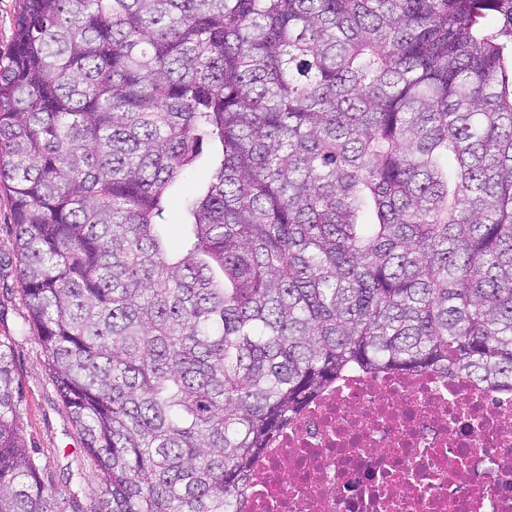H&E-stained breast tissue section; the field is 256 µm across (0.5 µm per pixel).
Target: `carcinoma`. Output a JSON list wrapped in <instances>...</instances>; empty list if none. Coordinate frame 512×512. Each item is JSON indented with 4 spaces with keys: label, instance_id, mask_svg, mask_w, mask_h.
<instances>
[{
    "label": "carcinoma",
    "instance_id": "1",
    "mask_svg": "<svg viewBox=\"0 0 512 512\" xmlns=\"http://www.w3.org/2000/svg\"><path fill=\"white\" fill-rule=\"evenodd\" d=\"M511 45L512 0H22L0 187L90 512H242L352 369L512 386ZM41 471L0 341V512H82Z\"/></svg>",
    "mask_w": 512,
    "mask_h": 512
}]
</instances>
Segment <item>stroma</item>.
<instances>
[{"mask_svg":"<svg viewBox=\"0 0 512 512\" xmlns=\"http://www.w3.org/2000/svg\"><path fill=\"white\" fill-rule=\"evenodd\" d=\"M13 243L10 202L6 193L0 192V339L11 341V369L22 401L25 438L45 479L62 497H74L85 504L95 485L93 469L41 348L27 334V310L16 279Z\"/></svg>","mask_w":512,"mask_h":512,"instance_id":"1","label":"stroma"}]
</instances>
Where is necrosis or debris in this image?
Returning <instances> with one entry per match:
<instances>
[{
	"label": "necrosis or debris",
	"instance_id": "4bbe7bcc",
	"mask_svg": "<svg viewBox=\"0 0 512 512\" xmlns=\"http://www.w3.org/2000/svg\"><path fill=\"white\" fill-rule=\"evenodd\" d=\"M244 512H512V388L353 370L257 458Z\"/></svg>",
	"mask_w": 512,
	"mask_h": 512
}]
</instances>
